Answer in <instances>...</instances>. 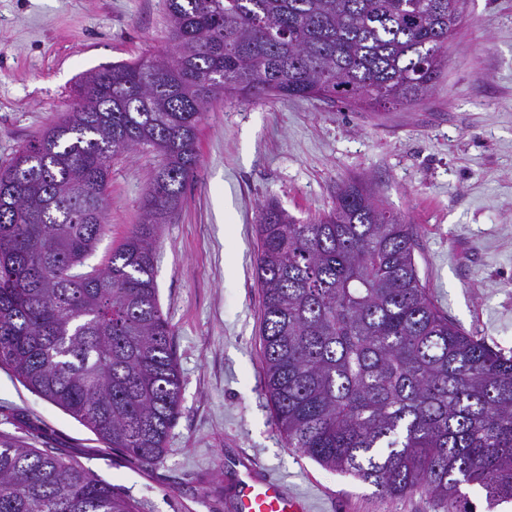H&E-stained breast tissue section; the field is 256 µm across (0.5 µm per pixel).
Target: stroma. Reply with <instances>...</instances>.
I'll list each match as a JSON object with an SVG mask.
<instances>
[{"label": "stroma", "mask_w": 512, "mask_h": 512, "mask_svg": "<svg viewBox=\"0 0 512 512\" xmlns=\"http://www.w3.org/2000/svg\"><path fill=\"white\" fill-rule=\"evenodd\" d=\"M165 0H0V167L68 112L78 76L165 51ZM448 64L412 105L355 112L318 100L214 101L200 163L156 238V285L181 373V413L162 463L105 447L0 368V432L63 454L135 512H237L240 470L304 496L310 512H427L420 494L372 486L290 448L265 396L258 209L309 221L351 177L412 228L421 283L466 331L512 351V0H467ZM160 163L148 148L112 162L108 230L83 265L107 264L142 218Z\"/></svg>", "instance_id": "obj_1"}]
</instances>
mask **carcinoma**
Returning <instances> with one entry per match:
<instances>
[{"label":"carcinoma","instance_id":"cac0c4a2","mask_svg":"<svg viewBox=\"0 0 512 512\" xmlns=\"http://www.w3.org/2000/svg\"><path fill=\"white\" fill-rule=\"evenodd\" d=\"M459 0H166L173 55L80 76L77 103L0 168V367L144 465L179 414L156 237L198 164L223 98L316 99L352 111L423 100L447 63ZM161 158L107 264L80 267L107 231L112 159ZM265 392L289 447L433 512L512 501V355L448 318L420 282L410 225L360 179L303 224L260 209ZM0 512H133L112 485L0 434Z\"/></svg>","mask_w":512,"mask_h":512}]
</instances>
